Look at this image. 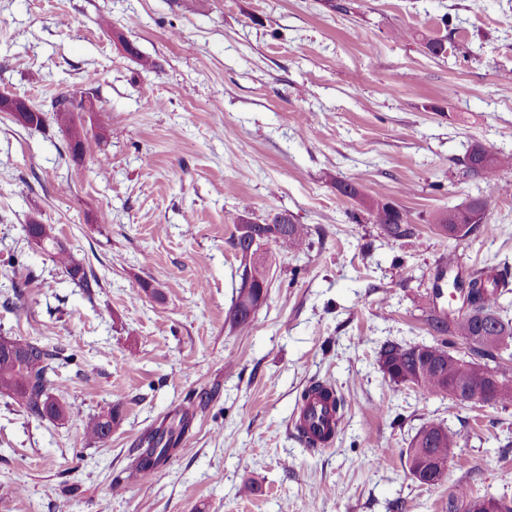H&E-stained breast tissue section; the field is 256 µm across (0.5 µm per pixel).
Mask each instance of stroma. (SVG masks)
<instances>
[{
	"label": "stroma",
	"instance_id": "obj_1",
	"mask_svg": "<svg viewBox=\"0 0 512 512\" xmlns=\"http://www.w3.org/2000/svg\"><path fill=\"white\" fill-rule=\"evenodd\" d=\"M65 90L93 126L80 158L54 120L0 112V336L60 347L52 395L76 413L0 396V512H448L455 485L512 501V406L427 397L378 363L386 342L433 343L429 304L459 307L448 255L463 279L512 268V193L491 203L497 234L435 229L486 192L470 146L512 155V0H0V93L44 109ZM372 200L416 235L386 237ZM241 214L288 215L310 243L260 248L270 286L246 326ZM33 219L99 288L25 237ZM316 382L344 408L314 451L295 423ZM110 404L111 438L87 442ZM188 406L167 462L114 489ZM429 422L460 438L434 486L405 454ZM120 419V411L117 405L103 408L96 415H93L83 422V435L93 443L106 441L111 433L112 426Z\"/></svg>",
	"mask_w": 512,
	"mask_h": 512
}]
</instances>
